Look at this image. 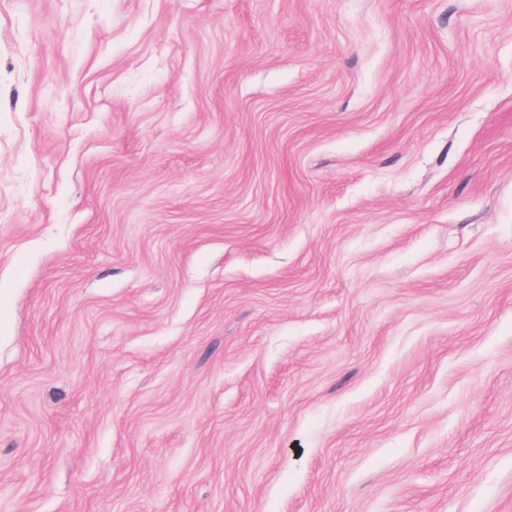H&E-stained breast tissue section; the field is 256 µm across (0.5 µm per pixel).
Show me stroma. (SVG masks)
Segmentation results:
<instances>
[{
  "label": "stroma",
  "mask_w": 512,
  "mask_h": 512,
  "mask_svg": "<svg viewBox=\"0 0 512 512\" xmlns=\"http://www.w3.org/2000/svg\"><path fill=\"white\" fill-rule=\"evenodd\" d=\"M0 512H512V0H0Z\"/></svg>",
  "instance_id": "obj_1"
}]
</instances>
